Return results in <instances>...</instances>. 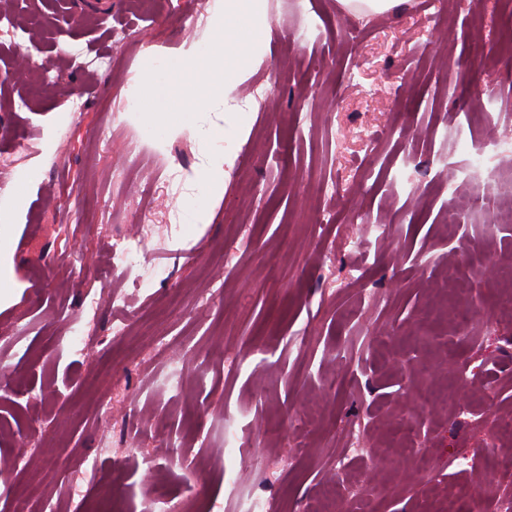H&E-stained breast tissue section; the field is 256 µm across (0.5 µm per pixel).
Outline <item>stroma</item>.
Instances as JSON below:
<instances>
[{
	"label": "stroma",
	"mask_w": 512,
	"mask_h": 512,
	"mask_svg": "<svg viewBox=\"0 0 512 512\" xmlns=\"http://www.w3.org/2000/svg\"><path fill=\"white\" fill-rule=\"evenodd\" d=\"M446 2L452 19L437 26L433 0L372 17L337 0H264L272 25L237 79L239 111L216 101L193 129L160 137L128 100L153 60L215 38L196 0H6L0 376L33 395L0 389V476L14 489L0 512L26 490L29 512H90L112 495L140 508L161 478L182 512H244L252 497L269 512H321L327 482L344 512H454L477 477L470 512L512 499V474L489 471L490 438L453 412L483 403L452 381L488 379L512 412V317L495 312L505 283L473 273L480 258L512 264V222L473 201L456 141L473 91L490 88L472 137L512 142V85L499 81L512 0ZM21 53L33 67L9 79ZM273 66L274 93L257 102ZM239 123L224 189L190 223L193 178L222 149L203 133ZM452 203L467 211L457 227L441 222ZM145 218V271L101 274L102 244ZM350 223L363 229L356 251L338 239ZM117 292L135 314L122 335ZM476 292L486 309L467 327L427 319L438 299ZM89 320L97 338L74 355ZM175 355L177 389L162 382ZM422 389L434 397L420 408ZM405 415L430 474L393 435Z\"/></svg>",
	"instance_id": "obj_1"
}]
</instances>
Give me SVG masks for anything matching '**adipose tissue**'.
<instances>
[{"instance_id": "1", "label": "adipose tissue", "mask_w": 512, "mask_h": 512, "mask_svg": "<svg viewBox=\"0 0 512 512\" xmlns=\"http://www.w3.org/2000/svg\"><path fill=\"white\" fill-rule=\"evenodd\" d=\"M260 0H224L215 13L217 40L192 45L175 60L154 63L145 87L151 92L145 118L159 131L190 127L193 115L216 100L235 99L236 79L257 57L269 18Z\"/></svg>"}]
</instances>
